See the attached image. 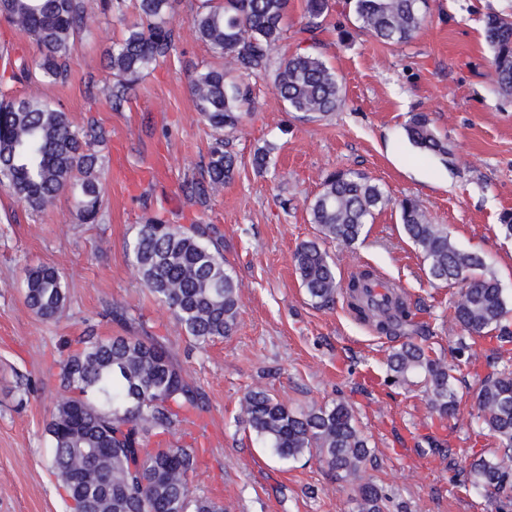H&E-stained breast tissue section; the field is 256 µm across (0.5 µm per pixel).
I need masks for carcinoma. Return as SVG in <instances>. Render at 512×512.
<instances>
[{"label": "carcinoma", "mask_w": 512, "mask_h": 512, "mask_svg": "<svg viewBox=\"0 0 512 512\" xmlns=\"http://www.w3.org/2000/svg\"><path fill=\"white\" fill-rule=\"evenodd\" d=\"M289 0H200L192 17L198 39L225 59L222 69L196 72L189 81L195 106L216 131L234 129L244 112L248 91L233 81L257 77L270 68V51L287 34ZM426 0H353L362 28L386 45L408 42L421 28ZM172 0H136L138 21L113 43L110 54L112 108H122L133 85L155 62L170 55L175 32L166 16ZM329 10V0H307V21L298 30L315 41ZM0 17L34 37L41 48L38 74L52 82L68 78L77 40L87 29L85 0H0ZM484 38L493 51V80L512 94V18L487 17ZM273 87L301 117L328 115L344 103L335 72L316 54L283 59ZM407 135L419 149L448 157V141L431 126L428 114L412 115ZM104 139L90 124L74 125L62 109L32 97L0 101V187L33 211L53 204L64 191L73 193L85 223H95L103 187L99 158L88 152ZM234 156L216 139L206 166L208 186L216 191L234 175ZM389 199L371 178L339 170L325 179L310 204L311 223L323 239L348 245ZM404 234L418 249L430 277L459 285L453 318L467 336L496 342L492 359L500 368L486 375L477 396V419L496 441V451L470 463L475 485L496 495L512 493V327L499 280L486 272L482 257L457 247L448 228L430 222L418 200L399 202ZM133 267L143 285L167 305L175 323L204 349L228 335L239 314L238 281L225 268L218 244L200 226L183 228L149 220L132 246ZM293 262L301 286L316 304L334 301L341 284L328 253L316 241L302 243ZM375 273L362 269L346 283L356 317L385 335H405L412 326L403 296L386 306L361 301L360 290ZM25 302L42 320L59 314L68 300L64 276L50 266L24 270ZM393 381L426 385L428 405L439 422L457 419L459 399L444 360L409 341L387 357ZM61 392L46 425L50 468L71 502L72 512H224V505L197 495L191 484L200 466L198 449L167 440L178 426L203 411L201 393L168 351L149 336L82 337L59 373ZM240 421L277 456L298 461L313 453L342 479L357 480L372 457L367 437L353 409L342 399L308 411H294L262 388L241 401ZM355 512H385L391 497L372 481L354 489Z\"/></svg>", "instance_id": "obj_1"}]
</instances>
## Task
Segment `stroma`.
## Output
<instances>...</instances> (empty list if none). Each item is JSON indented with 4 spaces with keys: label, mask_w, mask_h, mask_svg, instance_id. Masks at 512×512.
<instances>
[{
    "label": "stroma",
    "mask_w": 512,
    "mask_h": 512,
    "mask_svg": "<svg viewBox=\"0 0 512 512\" xmlns=\"http://www.w3.org/2000/svg\"><path fill=\"white\" fill-rule=\"evenodd\" d=\"M86 3L93 22L64 83L15 79L18 65L35 66L41 50L0 19V94L51 101L75 125L92 122L106 134L93 147L103 160L98 223L79 220L70 193L35 212L0 189V512H68L49 468L45 433L60 391L63 344L90 331L108 337L128 328L156 337L203 394L205 410L172 440L203 449L193 488L223 503L224 512L354 509L351 482L314 457L278 458L239 424L241 401L256 386L296 410L346 400L373 451L364 479L410 512H499L497 497L466 479L473 458L493 446L472 422L480 381L491 371L489 340L472 343L478 368L456 385L457 420L439 426L422 387L387 379V356L401 338L377 335L357 321L344 294L326 306L313 304L293 254L319 236L308 205L326 176L360 172L389 203L356 244L325 241L338 280L367 264L399 283L420 307L418 343L455 362L463 334L451 310L458 289L433 281L404 235L396 204L412 197L432 223L447 226L460 249L484 258L512 306V240L498 229L501 213L512 210V96L498 91L481 35L486 15H512V0H427L421 28L394 46L367 35L346 0H331L317 44L302 41L295 31L305 0H290L288 34L273 59L319 55L346 103L303 120L275 94L272 76L250 80V100L227 135L234 176L220 191L201 194L190 187L206 180L216 134L196 110L189 79L224 61L192 30L199 0H174V50L118 110L108 97L109 54L135 14L122 17L101 11L98 0ZM417 112L429 115L451 157L410 142L406 128ZM261 151L269 157L264 170L254 165ZM151 218L200 224L222 238L224 262L241 284V308L230 335L206 349L177 327L133 269L129 245ZM38 265L55 267L68 283L65 308L48 322L24 302L23 270Z\"/></svg>",
    "instance_id": "obj_1"
}]
</instances>
